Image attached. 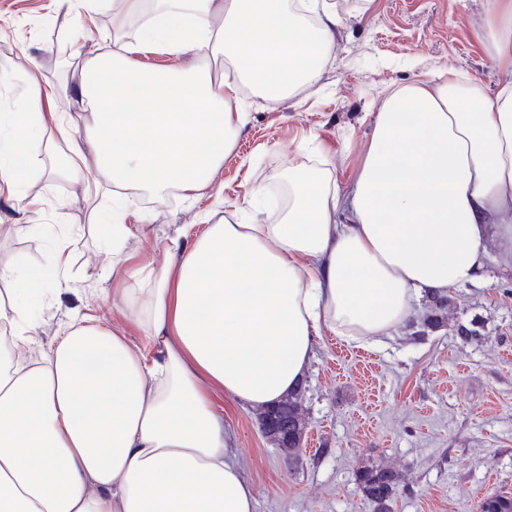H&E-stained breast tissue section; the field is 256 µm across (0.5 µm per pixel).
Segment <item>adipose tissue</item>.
I'll return each instance as SVG.
<instances>
[{
	"label": "adipose tissue",
	"mask_w": 512,
	"mask_h": 512,
	"mask_svg": "<svg viewBox=\"0 0 512 512\" xmlns=\"http://www.w3.org/2000/svg\"><path fill=\"white\" fill-rule=\"evenodd\" d=\"M145 3L117 0L121 50L82 66L73 100L95 122L58 171L89 191L105 178L192 198L249 121L243 86L280 99L317 83L344 18L335 0H156L150 14ZM143 14L147 24L130 30ZM476 36L492 86L451 70L394 91L344 185L329 152L299 140L315 163L289 170L276 223L258 222L253 194L240 222L169 238L162 268H127L130 227L98 212V243L138 311L137 335L84 317L32 357V305L75 285L68 234L29 225L51 261L0 264V512H254L217 396L272 404L303 382L326 331L383 347L420 298L480 278L489 225L512 231V0H485ZM144 47L194 62L150 68L132 59ZM217 52L231 71H200ZM51 100L33 85L0 116V195L19 212L31 205L23 172L54 148Z\"/></svg>",
	"instance_id": "1"
}]
</instances>
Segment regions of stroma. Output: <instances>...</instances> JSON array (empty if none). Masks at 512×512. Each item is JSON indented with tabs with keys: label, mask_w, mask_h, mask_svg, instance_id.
Here are the masks:
<instances>
[{
	"label": "stroma",
	"mask_w": 512,
	"mask_h": 512,
	"mask_svg": "<svg viewBox=\"0 0 512 512\" xmlns=\"http://www.w3.org/2000/svg\"><path fill=\"white\" fill-rule=\"evenodd\" d=\"M336 2L346 22L319 84L290 99L251 95V120L208 189L191 199L139 190L123 196L118 211L132 230V263L160 266L178 228L223 219L259 187L267 191L261 223L276 220L289 168L306 162L293 151L302 137L326 146L335 177L349 180L376 112L399 87L443 69L492 85L493 63L474 35L484 0ZM111 30L102 14H68L55 0H0V113L17 111L26 77L45 87L71 82L73 66ZM54 167V157H42L25 182L40 200L36 210L17 214L0 198L9 225L0 233L2 262L20 253L31 265L48 263L46 240L23 225L80 227L70 242L79 289L38 310L45 341L77 316L119 321L111 291L120 282L90 227L93 210L114 208L119 193L105 180L97 199H88L81 183ZM448 296L447 325L420 330L425 306L417 304L380 351L323 333L304 380L308 431L296 460L263 434L256 411L225 405L232 453L256 491L255 512H375L356 482L370 463L404 477L392 512H479L487 496L512 497V236L490 227L482 279ZM461 325L479 330L480 342L463 343L455 334Z\"/></svg>",
	"instance_id": "1"
}]
</instances>
